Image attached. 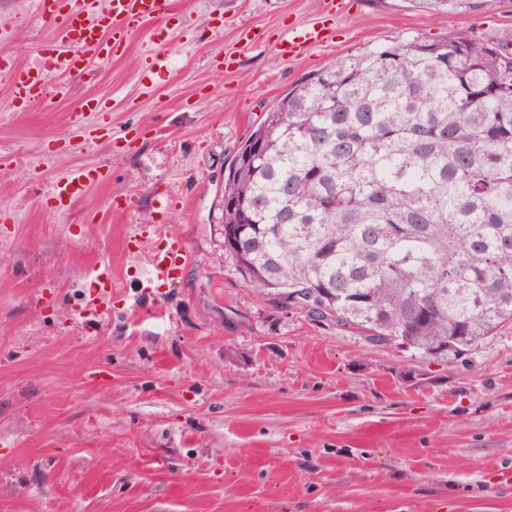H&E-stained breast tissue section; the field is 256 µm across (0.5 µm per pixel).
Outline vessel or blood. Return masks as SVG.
<instances>
[{
    "instance_id": "obj_1",
    "label": "vessel or blood",
    "mask_w": 512,
    "mask_h": 512,
    "mask_svg": "<svg viewBox=\"0 0 512 512\" xmlns=\"http://www.w3.org/2000/svg\"><path fill=\"white\" fill-rule=\"evenodd\" d=\"M43 16L55 23L56 39L40 51L43 65L34 69L15 64L9 49L0 50V83L10 93L12 105L29 106L68 92L69 78L82 75L95 62L111 59L123 48L130 34L144 23L169 11L168 0H36ZM56 74L59 81L49 85L45 77ZM101 175L83 168L70 172L49 187L56 200L75 199ZM126 249L136 254L148 251L149 291L174 287L189 263L188 252L174 232L156 226L153 239L134 231L126 239ZM112 292V269L103 264L91 275L90 307H99Z\"/></svg>"
}]
</instances>
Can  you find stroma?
I'll return each instance as SVG.
<instances>
[{
  "label": "stroma",
  "mask_w": 512,
  "mask_h": 512,
  "mask_svg": "<svg viewBox=\"0 0 512 512\" xmlns=\"http://www.w3.org/2000/svg\"><path fill=\"white\" fill-rule=\"evenodd\" d=\"M170 2V18L70 80L67 97L19 111L0 85V211L17 217L0 228V500L11 512H512V324L448 361L372 345L247 288L222 223L228 164L289 87L413 36L512 42V0ZM313 27L327 40L288 53ZM55 38L32 0H0L19 63ZM77 167L106 178L59 210L46 190ZM155 224L191 260L152 293L125 239ZM103 263L112 295L91 312Z\"/></svg>",
  "instance_id": "stroma-1"
}]
</instances>
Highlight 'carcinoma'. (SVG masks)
<instances>
[{
	"instance_id": "1",
	"label": "carcinoma",
	"mask_w": 512,
	"mask_h": 512,
	"mask_svg": "<svg viewBox=\"0 0 512 512\" xmlns=\"http://www.w3.org/2000/svg\"><path fill=\"white\" fill-rule=\"evenodd\" d=\"M231 224L258 295L423 359L474 349L512 322V46L414 36L330 61L231 160Z\"/></svg>"
}]
</instances>
